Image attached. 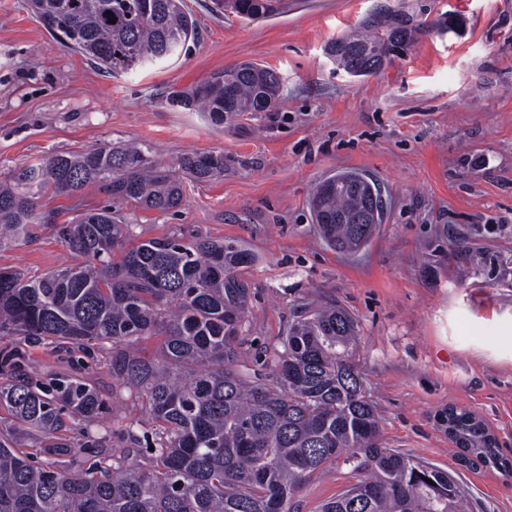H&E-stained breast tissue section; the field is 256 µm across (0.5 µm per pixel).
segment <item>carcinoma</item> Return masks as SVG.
Segmentation results:
<instances>
[{"label":"carcinoma","mask_w":512,"mask_h":512,"mask_svg":"<svg viewBox=\"0 0 512 512\" xmlns=\"http://www.w3.org/2000/svg\"><path fill=\"white\" fill-rule=\"evenodd\" d=\"M232 14L266 17L275 0H217ZM49 33L114 75L180 57L195 38L184 0H28ZM112 12L116 23L109 22ZM403 8L368 15L324 52L353 77L376 73L418 36L457 28ZM281 77L253 62L173 91L169 101L214 123L279 103ZM146 145L54 154L0 181V244L25 240L41 223L44 191L74 195L97 183L112 198L171 212L183 190ZM178 166L197 181L224 174V154L186 152ZM324 242L343 251L368 243L382 223L380 195L357 171L323 179L311 201ZM58 235L79 261L38 277L0 269V512H296L315 475L344 465L355 483L319 512H471L448 471L383 442L376 406L353 359L359 325L332 303H303L286 336L250 367L242 351L254 254L235 241L178 235L130 243L109 207L81 211ZM119 261H114L115 253ZM158 337L152 355L140 342ZM108 355L113 387L141 402L153 429L138 461L111 453L98 389L71 375L31 374L16 339ZM448 437L484 466L512 463L471 412L448 407ZM31 440L48 467L30 462ZM95 449L84 468L74 440ZM432 483H427V480Z\"/></svg>","instance_id":"1"}]
</instances>
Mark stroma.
<instances>
[{"mask_svg":"<svg viewBox=\"0 0 512 512\" xmlns=\"http://www.w3.org/2000/svg\"><path fill=\"white\" fill-rule=\"evenodd\" d=\"M458 33L420 39L383 71L334 70L328 41L377 0H282L267 19L185 0L197 40L180 59L115 77L52 37L27 0H0V178L56 153L130 141L175 167L189 151L224 155L222 177H183L174 213L111 199L95 184L39 200L44 223L0 246V268L38 276L73 263L57 234L80 211L107 206L133 240L177 234L244 243L256 256L245 350L263 357L304 300L335 301L360 324L354 358L388 447L455 475L482 512H512V475L465 462L442 421L475 414L512 459V0H425ZM252 61L284 87L271 112L218 125L170 105L213 72ZM360 169L381 184L386 214L370 243L326 246L309 209L315 185ZM41 374L95 384L113 403L111 446L132 448L129 425L150 428L134 399L114 396L105 354L26 345ZM347 467L309 481L300 512L349 485Z\"/></svg>","mask_w":512,"mask_h":512,"instance_id":"obj_1","label":"stroma"}]
</instances>
